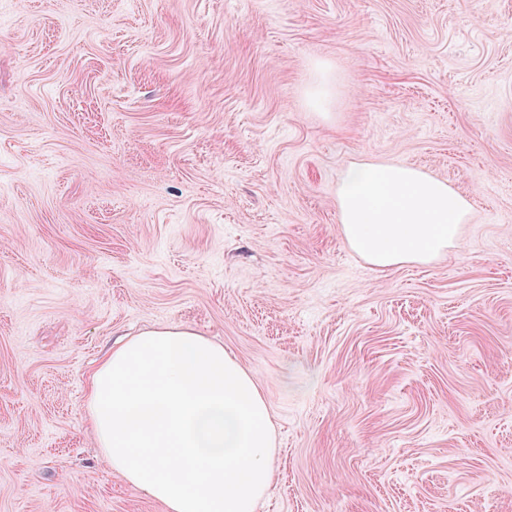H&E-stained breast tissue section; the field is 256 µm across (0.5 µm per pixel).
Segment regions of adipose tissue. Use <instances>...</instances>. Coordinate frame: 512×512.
<instances>
[{"instance_id": "adipose-tissue-1", "label": "adipose tissue", "mask_w": 512, "mask_h": 512, "mask_svg": "<svg viewBox=\"0 0 512 512\" xmlns=\"http://www.w3.org/2000/svg\"><path fill=\"white\" fill-rule=\"evenodd\" d=\"M347 245L379 270L463 245L467 201L410 166L355 162L337 188ZM87 419L114 474L166 512H255L274 432L257 379L190 328L117 341L93 373Z\"/></svg>"}]
</instances>
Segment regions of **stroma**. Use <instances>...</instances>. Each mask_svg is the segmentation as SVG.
<instances>
[{"instance_id": "35a3bbf8", "label": "stroma", "mask_w": 512, "mask_h": 512, "mask_svg": "<svg viewBox=\"0 0 512 512\" xmlns=\"http://www.w3.org/2000/svg\"><path fill=\"white\" fill-rule=\"evenodd\" d=\"M356 161L448 181L462 249L354 253ZM171 326L261 384L256 512H512V0H0V512H165L87 379Z\"/></svg>"}]
</instances>
